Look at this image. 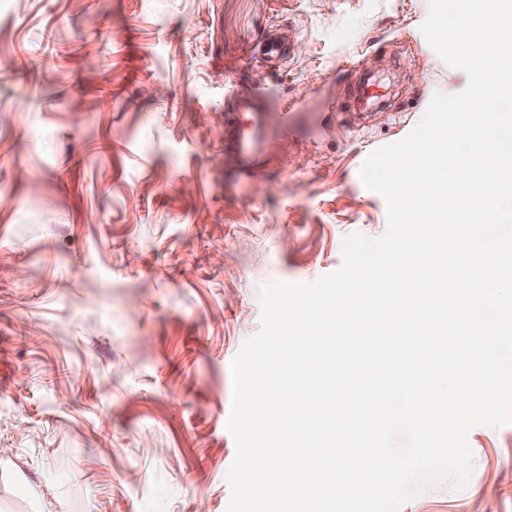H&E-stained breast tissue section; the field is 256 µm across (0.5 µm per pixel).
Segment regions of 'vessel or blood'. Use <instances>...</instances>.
Wrapping results in <instances>:
<instances>
[{
    "label": "vessel or blood",
    "mask_w": 512,
    "mask_h": 512,
    "mask_svg": "<svg viewBox=\"0 0 512 512\" xmlns=\"http://www.w3.org/2000/svg\"><path fill=\"white\" fill-rule=\"evenodd\" d=\"M384 99L382 85L367 79L354 89L351 106L369 110ZM294 117L287 107L279 112L267 111L266 100L260 94L235 100L232 109L224 114V150L233 155L241 174H257L276 142L291 137Z\"/></svg>",
    "instance_id": "1"
}]
</instances>
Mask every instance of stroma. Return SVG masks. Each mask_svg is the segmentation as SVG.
I'll return each instance as SVG.
<instances>
[{"instance_id": "stroma-1", "label": "stroma", "mask_w": 512, "mask_h": 512, "mask_svg": "<svg viewBox=\"0 0 512 512\" xmlns=\"http://www.w3.org/2000/svg\"><path fill=\"white\" fill-rule=\"evenodd\" d=\"M428 0H0V512H226L231 362L270 281L381 235L359 177L467 85ZM286 39L267 60L269 33ZM386 107L341 129L359 78ZM299 105L263 173L224 155V97ZM466 487L402 512H512V424L473 428Z\"/></svg>"}]
</instances>
